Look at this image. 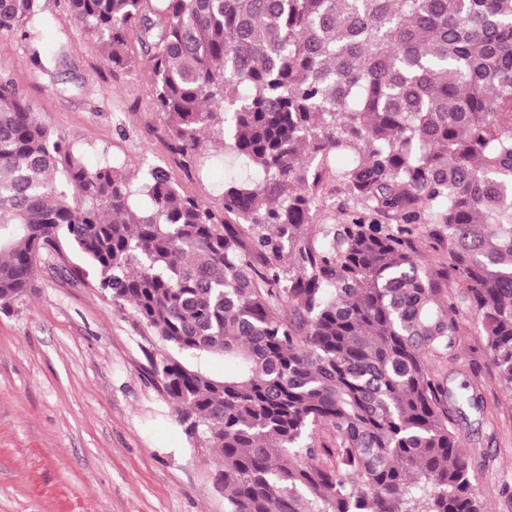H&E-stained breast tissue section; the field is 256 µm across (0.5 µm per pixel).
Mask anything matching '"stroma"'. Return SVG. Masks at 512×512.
<instances>
[{
  "label": "stroma",
  "instance_id": "35a3bbf8",
  "mask_svg": "<svg viewBox=\"0 0 512 512\" xmlns=\"http://www.w3.org/2000/svg\"><path fill=\"white\" fill-rule=\"evenodd\" d=\"M43 46L55 68L35 66L17 32H0V75L37 119L82 151L87 167H164L189 195L223 208L241 169L210 163L188 178L167 146L153 104L148 57L115 70L81 32L67 0H41ZM80 259L40 255L35 286L0 308V512H225L215 449L192 445L151 361L165 346L133 313L77 275ZM478 386L482 413L462 425L487 512H506L512 483V392L495 378L480 329L465 318L448 385Z\"/></svg>",
  "mask_w": 512,
  "mask_h": 512
}]
</instances>
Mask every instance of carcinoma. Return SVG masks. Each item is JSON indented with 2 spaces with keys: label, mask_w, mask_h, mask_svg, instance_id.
<instances>
[{
  "label": "carcinoma",
  "mask_w": 512,
  "mask_h": 512,
  "mask_svg": "<svg viewBox=\"0 0 512 512\" xmlns=\"http://www.w3.org/2000/svg\"><path fill=\"white\" fill-rule=\"evenodd\" d=\"M40 2L0 0V31L49 70ZM69 3L107 65L153 48L187 176H246L217 214L162 167L90 169L1 76L0 302L43 251L86 261L167 345L153 376L218 450L225 512H486L460 430L481 396L435 363L466 309L512 391V0ZM329 182L355 208L318 224Z\"/></svg>",
  "instance_id": "1"
}]
</instances>
